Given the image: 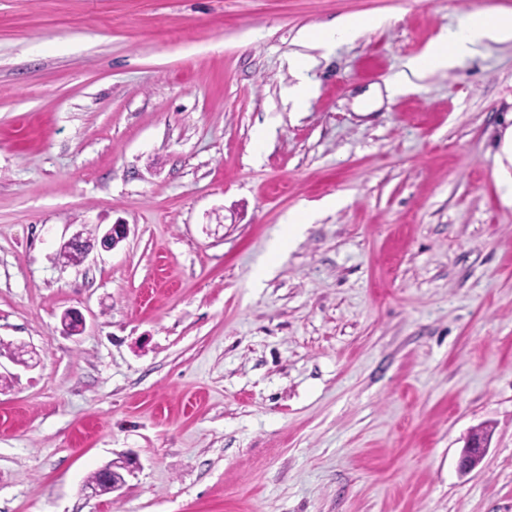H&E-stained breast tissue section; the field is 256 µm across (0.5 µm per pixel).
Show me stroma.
<instances>
[{"label": "stroma", "mask_w": 512, "mask_h": 512, "mask_svg": "<svg viewBox=\"0 0 512 512\" xmlns=\"http://www.w3.org/2000/svg\"><path fill=\"white\" fill-rule=\"evenodd\" d=\"M503 10L0 0V512H512V41L365 99ZM115 223L114 249L61 254ZM389 22V18L380 15H347L336 20L328 28L306 33L303 39L319 47H329L357 39L365 30L380 28ZM292 68L298 83L292 88L291 93L297 102L302 103L311 94V85L306 75L309 70L306 57L295 58L292 62ZM503 157L506 159L507 165L502 162ZM496 176L501 184L510 187V202L512 204V126L505 129L501 139L499 167Z\"/></svg>", "instance_id": "obj_1"}]
</instances>
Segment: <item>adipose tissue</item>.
Listing matches in <instances>:
<instances>
[{
  "label": "adipose tissue",
  "instance_id": "ef3b65f1",
  "mask_svg": "<svg viewBox=\"0 0 512 512\" xmlns=\"http://www.w3.org/2000/svg\"><path fill=\"white\" fill-rule=\"evenodd\" d=\"M380 15H347L328 28L305 34L304 39L320 47H329L357 39L365 30L386 25ZM512 40V11L474 13L460 26L449 28L419 56L409 59L403 71L388 81L386 90L399 93L412 79L453 67L485 41Z\"/></svg>",
  "mask_w": 512,
  "mask_h": 512
}]
</instances>
